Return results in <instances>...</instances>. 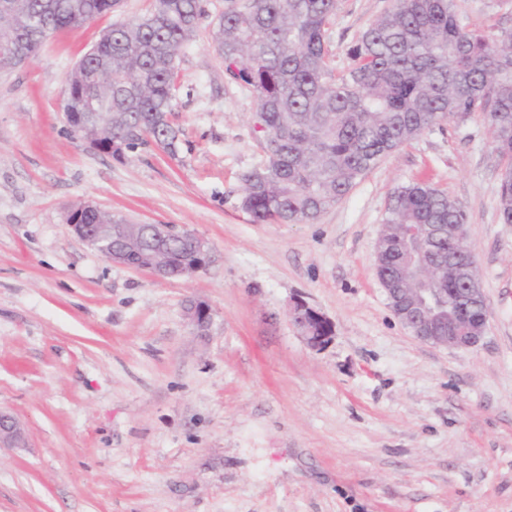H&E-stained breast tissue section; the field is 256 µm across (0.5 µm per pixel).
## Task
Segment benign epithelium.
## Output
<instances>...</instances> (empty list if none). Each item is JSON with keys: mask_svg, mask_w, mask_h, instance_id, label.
Wrapping results in <instances>:
<instances>
[{"mask_svg": "<svg viewBox=\"0 0 512 512\" xmlns=\"http://www.w3.org/2000/svg\"><path fill=\"white\" fill-rule=\"evenodd\" d=\"M0 57L9 60V66L27 62L17 45L3 42L0 44ZM72 233L106 259L121 265L125 262L122 245L136 233H151L154 250L150 269L161 278L170 277L166 245L181 232L169 224L130 226L128 224H80L67 217ZM194 261L184 265L178 276H193L204 270L209 262L208 249L201 238L194 241ZM389 306L395 317L418 339L436 346L454 347L468 350L478 346L484 339L486 324L472 321L466 313L454 310L448 314V331H443L434 317L435 308L442 303L441 289L417 288L412 293L401 295L394 288L387 295ZM289 318L300 330L307 344L321 349L331 342L332 337L322 333V326L331 321L303 300L293 302ZM27 441V433L19 421L12 415L0 411V447H13Z\"/></svg>", "mask_w": 512, "mask_h": 512, "instance_id": "7a95c632", "label": "benign epithelium"}]
</instances>
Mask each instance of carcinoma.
<instances>
[{
    "label": "carcinoma",
    "instance_id": "obj_1",
    "mask_svg": "<svg viewBox=\"0 0 512 512\" xmlns=\"http://www.w3.org/2000/svg\"><path fill=\"white\" fill-rule=\"evenodd\" d=\"M113 0H4L0 41L36 56L48 36L111 11ZM337 0H224L211 39L226 77L253 95L268 159L244 175L241 207L258 224H311L383 157L449 119L485 116L503 166V223L512 224V29L461 25L455 0H392L351 48L338 75L326 32ZM206 14L204 0H153L114 25L67 81L69 112L99 111L84 134L132 151L153 142L173 153L178 60ZM86 224H123L99 210ZM378 279L420 288L407 273L422 252L441 265L450 298H466L474 263L463 206L433 185L398 187L387 208Z\"/></svg>",
    "mask_w": 512,
    "mask_h": 512
}]
</instances>
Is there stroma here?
Segmentation results:
<instances>
[{"instance_id": "35a3bbf8", "label": "stroma", "mask_w": 512, "mask_h": 512, "mask_svg": "<svg viewBox=\"0 0 512 512\" xmlns=\"http://www.w3.org/2000/svg\"><path fill=\"white\" fill-rule=\"evenodd\" d=\"M456 2L464 24L512 28V0ZM389 4L338 0L337 70ZM151 6L121 0L0 73V408L30 435L0 449V512H512V224L482 114L401 146L316 223L258 224L243 177L267 151L211 41L224 0L179 58L176 154L115 159L70 131L71 70ZM412 181L467 214L488 308L474 349L417 340L375 275ZM80 203L191 232L210 262L161 280L108 261L70 231ZM298 299L333 322L326 347L290 321Z\"/></svg>"}]
</instances>
